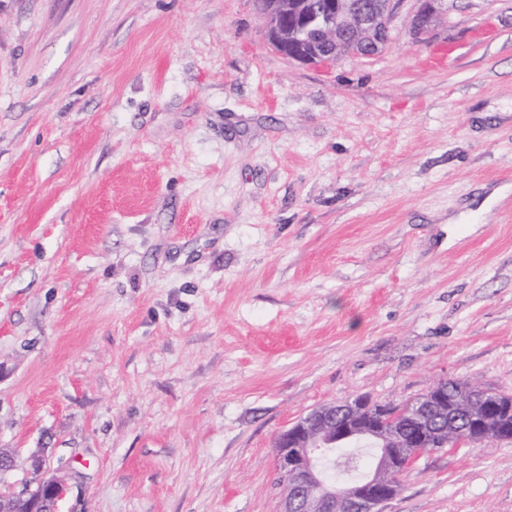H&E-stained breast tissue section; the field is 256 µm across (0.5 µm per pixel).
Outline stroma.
Instances as JSON below:
<instances>
[{
	"instance_id": "1",
	"label": "stroma",
	"mask_w": 512,
	"mask_h": 512,
	"mask_svg": "<svg viewBox=\"0 0 512 512\" xmlns=\"http://www.w3.org/2000/svg\"><path fill=\"white\" fill-rule=\"evenodd\" d=\"M404 0L371 58L259 0H0V448L63 512H277L313 409L512 396V0ZM382 512H512V441ZM419 2L418 10L414 16L412 36L416 40L423 39L429 32L430 26L440 13L442 0H415Z\"/></svg>"
}]
</instances>
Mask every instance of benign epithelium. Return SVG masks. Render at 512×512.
Returning <instances> with one entry per match:
<instances>
[{"mask_svg":"<svg viewBox=\"0 0 512 512\" xmlns=\"http://www.w3.org/2000/svg\"><path fill=\"white\" fill-rule=\"evenodd\" d=\"M402 0H381L370 10L353 0H326L324 5L307 6L304 10H288V20L279 36L286 45L299 40L300 33L314 26L323 36L324 51H286L288 58L304 63L335 61L352 53L356 47L348 39V31H357L370 50H379L390 38L391 19ZM412 36L423 39L440 13L443 0H417ZM448 416V432L456 428L459 417L483 428L492 423L488 407L473 402L448 411V386L439 381L428 393L426 404L415 406L414 417L419 430L411 440L403 435L401 419L389 410L369 409L348 403L342 409L334 405L320 406L283 430L276 439L275 463L284 487L278 512H382V505L393 498L398 488L392 486L389 473L406 459L412 449L426 444L427 437L440 424L432 414ZM373 440L378 455L373 469L361 480L348 486L322 479L324 469L331 464L332 447L341 441ZM46 460L31 465V476L11 480L17 468L15 455L8 452L0 458V501L13 500L25 505V512H35L43 497L53 504L54 512L66 498L69 486L60 473L67 464L57 461L54 474L45 468Z\"/></svg>","mask_w":512,"mask_h":512,"instance_id":"1","label":"benign epithelium"}]
</instances>
